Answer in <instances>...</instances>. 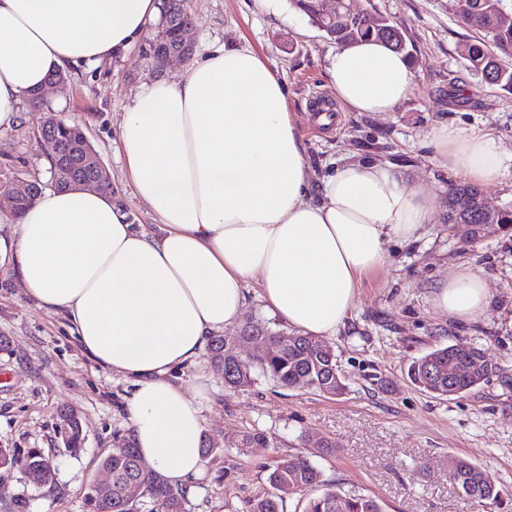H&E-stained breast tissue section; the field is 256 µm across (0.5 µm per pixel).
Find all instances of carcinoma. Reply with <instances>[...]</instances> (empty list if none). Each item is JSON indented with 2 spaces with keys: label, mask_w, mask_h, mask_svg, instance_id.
Masks as SVG:
<instances>
[{
  "label": "carcinoma",
  "mask_w": 512,
  "mask_h": 512,
  "mask_svg": "<svg viewBox=\"0 0 512 512\" xmlns=\"http://www.w3.org/2000/svg\"><path fill=\"white\" fill-rule=\"evenodd\" d=\"M310 24L321 28L320 14L325 8L323 0H291ZM192 15L183 7V0H169L162 5L161 45L168 49L180 50L184 55L191 49L182 48L179 32L191 25ZM395 25L391 21L366 9L355 10L351 24L334 26L323 30L325 36L341 45L362 40H380L392 49H397L393 41ZM478 36L463 45L461 56L467 66L481 74L490 84L499 86L512 94V26L503 27L494 14L485 15ZM60 141L82 155L94 150L85 138L80 125L60 121L52 129ZM468 192L486 202L483 193L469 184L448 185L447 223L485 224L486 216L481 209L466 215L454 208L455 196ZM279 334L269 332L265 339L268 348L256 352L252 360L239 367L224 337L216 335L210 341L211 361L216 371L224 377V386L233 390H244L256 381V374L286 389H308L327 397H338L346 393L347 385L340 371L336 370L337 356L321 351L322 340L303 334L295 335V341L286 347L277 345ZM495 371L485 356L484 350L476 344H450L435 348L412 360L407 368V378L422 391L439 398L461 397L472 392ZM67 449L79 451L85 443V433L79 416L66 411L62 414ZM43 459L42 451L32 449L19 458L11 448H0V473L24 465H31ZM141 458L137 448L130 441L105 456L102 463L112 469V503L102 504L99 492L89 486L84 495V512H140V499L153 503V512H185L187 490L173 487L168 482H157L151 473L140 468ZM449 468L458 495L468 502H495L500 490L495 482L479 465L464 458H450ZM133 479L141 485L140 497L129 500L122 496L125 481ZM267 483L272 491L253 499L247 512H283L276 491L288 486L297 492L307 494L303 512H382L376 500L356 492L337 489H323L321 470L307 457L281 458L268 469Z\"/></svg>",
  "instance_id": "obj_1"
}]
</instances>
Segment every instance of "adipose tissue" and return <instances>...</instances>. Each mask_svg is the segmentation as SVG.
<instances>
[{
    "instance_id": "obj_1",
    "label": "adipose tissue",
    "mask_w": 512,
    "mask_h": 512,
    "mask_svg": "<svg viewBox=\"0 0 512 512\" xmlns=\"http://www.w3.org/2000/svg\"><path fill=\"white\" fill-rule=\"evenodd\" d=\"M161 0H0V128L57 69L125 54ZM327 73L353 112L396 111L415 84L410 60L384 44L339 46ZM121 146L135 196L158 219L84 187L48 189L22 215L0 212V270L40 308L63 313L83 352L133 386L130 438L169 484L193 489L204 469L205 418L171 375L241 320L251 285L266 309L326 338L355 308L389 243L419 239L435 195L396 166L349 160L312 184L288 88L268 59L223 45L178 79L143 84ZM433 143L461 179L492 184L507 156L487 132L440 126ZM458 323L484 318V280L458 272L434 293Z\"/></svg>"
}]
</instances>
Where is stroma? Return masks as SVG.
<instances>
[{
	"instance_id": "35a3bbf8",
	"label": "stroma",
	"mask_w": 512,
	"mask_h": 512,
	"mask_svg": "<svg viewBox=\"0 0 512 512\" xmlns=\"http://www.w3.org/2000/svg\"><path fill=\"white\" fill-rule=\"evenodd\" d=\"M193 23L191 59L219 44H246L266 57L289 91V109L315 177L344 161L369 158L398 166L415 188L446 198L455 174L436 157L432 132L442 124L491 133L512 150V94L469 70L463 45L475 29L464 26L453 0H358L403 32L412 54L415 86L394 112L333 109L322 124L316 97L332 101L326 66L336 45L307 19L286 24L261 0H187ZM137 41L125 56L69 68L66 89L46 93L50 110L83 128L105 165L133 223L156 218L134 195L121 157L122 114L146 82L178 78L188 60L157 70ZM43 113L24 112L20 123L0 130V171L48 181L46 154L36 133ZM437 207L420 239L389 244L381 267L363 279L350 318L327 343L335 351L348 389L326 397L307 389H283L257 378L244 391L225 388L209 353L179 378L193 389L204 377L198 402L206 419L205 442L214 445L204 473L187 496L186 512H246L249 500L267 492L266 467L280 457L310 456L328 486L376 500L382 512H512V227L485 228L476 243L449 232ZM467 268L483 276L491 293L489 314L459 325L434 305L436 285ZM269 315L258 289H250L239 325L228 342L244 351L253 341L243 326ZM482 345L496 371L474 391L439 399L410 386L408 364L432 348L455 341ZM130 383L88 358L62 314L39 308L21 284L0 271V448H39L53 457L57 480L40 487L14 474L0 484V512L16 497L29 512H83V495L101 478L100 461L128 437L125 404ZM83 423L77 455L62 446L61 410ZM263 432L264 448L241 447L243 435ZM469 458L501 491L498 503L462 500L450 480L448 459Z\"/></svg>"
}]
</instances>
